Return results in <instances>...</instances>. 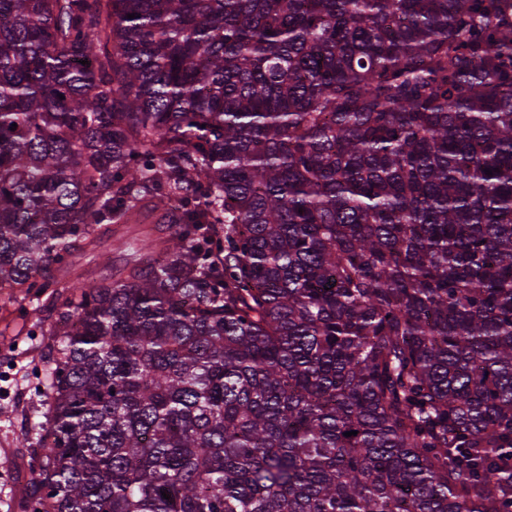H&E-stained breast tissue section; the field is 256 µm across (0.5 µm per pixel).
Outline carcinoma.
Segmentation results:
<instances>
[{
	"instance_id": "1",
	"label": "carcinoma",
	"mask_w": 512,
	"mask_h": 512,
	"mask_svg": "<svg viewBox=\"0 0 512 512\" xmlns=\"http://www.w3.org/2000/svg\"><path fill=\"white\" fill-rule=\"evenodd\" d=\"M2 284L26 512H512V0H0ZM15 292L0 291V512H23L25 488L33 475L16 436L43 421L36 412L35 386L45 374L40 346L48 337L15 336L23 325L19 304L10 298Z\"/></svg>"
}]
</instances>
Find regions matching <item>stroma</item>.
Wrapping results in <instances>:
<instances>
[{
    "label": "stroma",
    "mask_w": 512,
    "mask_h": 512,
    "mask_svg": "<svg viewBox=\"0 0 512 512\" xmlns=\"http://www.w3.org/2000/svg\"><path fill=\"white\" fill-rule=\"evenodd\" d=\"M22 325L17 303L0 293V512H23L32 471L16 437L40 420L35 386L45 374L42 339L21 335Z\"/></svg>",
    "instance_id": "1"
}]
</instances>
